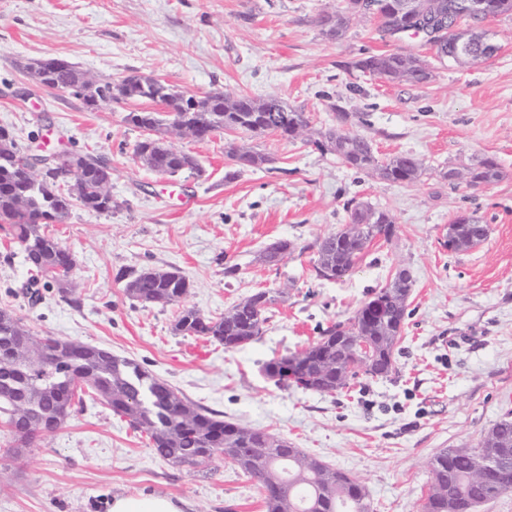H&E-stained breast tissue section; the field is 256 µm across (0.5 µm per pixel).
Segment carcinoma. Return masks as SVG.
<instances>
[{
  "mask_svg": "<svg viewBox=\"0 0 512 512\" xmlns=\"http://www.w3.org/2000/svg\"><path fill=\"white\" fill-rule=\"evenodd\" d=\"M351 10L324 15L320 24L326 34L342 36L350 22ZM379 30L385 34L401 24L396 13L386 6L377 12ZM452 17L441 24L433 39L437 54L447 57L453 46L465 41L471 47L473 62L483 61L485 33L476 27L460 29ZM355 67L389 81L403 78L425 83L431 78L429 65L414 56L399 53L370 55ZM44 87L55 90L84 84V73L68 62L47 63L38 72ZM129 100L144 101V96L159 97L172 120L198 124L216 133L242 130L255 136L274 132L288 136V128L308 122L305 113L294 110L276 97L256 101L248 96L232 97L221 91L212 96L210 111L193 108V94L177 92L162 84L152 93L149 76L128 75L123 79ZM112 82L95 87L83 97L93 109L95 101L112 102ZM127 121L152 139L136 141L133 150L145 154L143 165L152 171L175 176L185 171L200 173L198 160L175 149L167 140L169 125L165 116L154 111H135ZM321 148L328 144L347 167L379 170L381 179L410 183L422 172V161L401 154L379 163L372 144L362 136L340 128H330L314 141ZM83 174L91 187L83 208L97 213L112 211V199L97 187L112 176L109 161L83 153ZM63 163L15 149V155L0 153V230L17 241L31 274V283L55 288L70 304L74 285L60 277V271L73 267L75 256L56 237L45 232L47 224L66 219L70 207L61 198ZM474 185L492 184L500 177L498 164L484 159L470 172ZM391 217L383 210L362 205L351 209L350 224L324 237L317 247V275L341 281L352 271L356 260L376 237H390ZM452 240L472 236L486 239L487 232L475 219L451 224ZM119 279L125 281L126 296L144 306L180 302L190 291L189 280L177 269L152 267L128 269ZM412 281L393 277L390 287L381 288L357 311L354 322L334 324L323 330L320 339L308 348L268 362L266 374L284 387L290 385L321 394H335L349 387L363 374L382 379L395 370L394 352L399 343L406 304L397 294H407ZM275 296L257 291L232 304L224 315L206 317L194 308L179 310L172 327L176 335L203 337L234 350L255 340L268 321ZM11 387L0 397L3 417L13 447L28 448L36 437L59 429L84 397L106 405L125 418L136 430L146 434L155 455L173 465L209 466L222 457L243 474L257 480L263 496V512H370L363 487L347 473L333 468L296 448L287 439L262 429L242 426L212 410L186 400L178 390L131 359L91 344L51 337H39L21 319L0 309V383ZM500 450V459L488 462V451ZM430 484L422 512H478L485 503L512 488V413L502 418L478 448L444 449L428 462Z\"/></svg>",
  "mask_w": 512,
  "mask_h": 512,
  "instance_id": "1",
  "label": "carcinoma"
}]
</instances>
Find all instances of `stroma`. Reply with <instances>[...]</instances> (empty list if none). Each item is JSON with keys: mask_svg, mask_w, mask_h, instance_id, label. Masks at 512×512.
<instances>
[{"mask_svg": "<svg viewBox=\"0 0 512 512\" xmlns=\"http://www.w3.org/2000/svg\"><path fill=\"white\" fill-rule=\"evenodd\" d=\"M347 2L0 0V127L28 153L77 151L112 164L111 212L76 207L48 227L76 256L75 303L49 290L29 305L20 247L0 233V308L35 335L108 348L192 402L288 439L360 481L370 512H420L429 459L479 447L512 412V14L482 25L497 54L467 64L439 59L420 38L382 36L372 12L330 38L319 19ZM388 53L425 60L430 80L389 81L355 67ZM48 57L100 83L138 74L177 92L276 97L310 125L296 140L240 130L203 141L170 136L202 172L162 175L133 157L143 133L125 117L136 103L90 110L33 84L25 64ZM336 126L365 137L378 160L416 156L421 175L399 184L346 167L313 144ZM239 146L272 156L273 167L237 171L229 152ZM487 157L500 178L468 185L466 174ZM451 168L462 180L448 182ZM351 201L389 213L395 231L374 239L343 280L317 278L316 242L349 223ZM460 215L486 224L488 235L451 251L448 226ZM280 240L293 250L268 264L264 250ZM143 266L181 271L192 285L183 305L207 317L258 290L277 301L263 334L227 351L173 333L183 305L126 297L121 272ZM402 266L413 286L390 377L324 395L264 374L267 362L350 322ZM10 445L0 423V512H106L113 495L139 493L183 501L185 512H262L257 481L230 463L171 466L90 400L21 458Z\"/></svg>", "mask_w": 512, "mask_h": 512, "instance_id": "1", "label": "stroma"}]
</instances>
